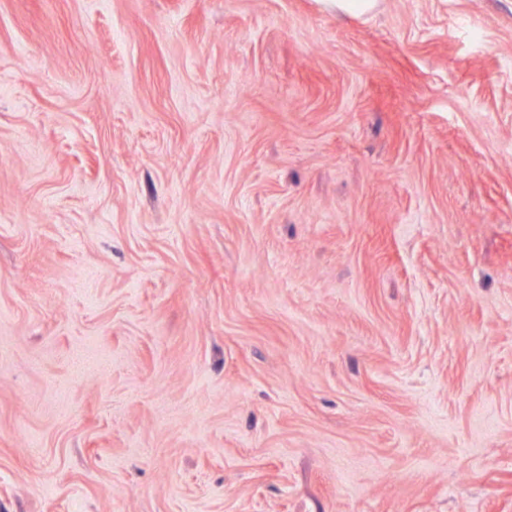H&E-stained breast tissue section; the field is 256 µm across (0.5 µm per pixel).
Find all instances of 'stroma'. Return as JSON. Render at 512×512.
Wrapping results in <instances>:
<instances>
[{"instance_id":"1","label":"stroma","mask_w":512,"mask_h":512,"mask_svg":"<svg viewBox=\"0 0 512 512\" xmlns=\"http://www.w3.org/2000/svg\"><path fill=\"white\" fill-rule=\"evenodd\" d=\"M0 512H512V0H0ZM325 8H335L349 15L359 16L370 12L376 5L375 0H321Z\"/></svg>"}]
</instances>
